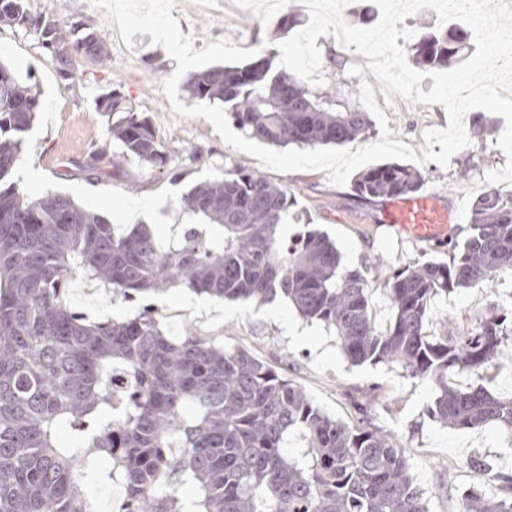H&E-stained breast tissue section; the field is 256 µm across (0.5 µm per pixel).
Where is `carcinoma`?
Segmentation results:
<instances>
[{
  "label": "carcinoma",
  "mask_w": 512,
  "mask_h": 512,
  "mask_svg": "<svg viewBox=\"0 0 512 512\" xmlns=\"http://www.w3.org/2000/svg\"><path fill=\"white\" fill-rule=\"evenodd\" d=\"M2 25L34 36L66 87L78 60L107 57L85 24L63 28L28 0H0ZM468 40L460 26L428 32L411 45L412 61L429 71L453 67ZM184 90L222 103L240 129L272 145H343L372 133L354 86L336 77L311 87L273 72L266 56L191 72ZM39 96L0 62V512H101L100 489L113 483L123 496L111 512H428L392 434L327 414L245 349L191 333L170 339L150 308L87 321L63 299L75 275L124 300L177 283L228 302L279 296L332 329L350 362L397 364L432 382L434 420L460 429L496 423L512 443V398L448 385L451 373L481 378L498 358L502 321L481 316L464 336L426 331L435 296L512 270L511 190L492 187L474 201L470 233L449 262L408 264L372 281L381 261L348 267L322 232L287 245L280 226L296 199L239 167L182 192L188 223L163 244L146 224L119 232L65 193L33 198L13 180ZM95 109L122 155L166 164L149 117L125 95L109 91ZM74 167L97 179L109 174L112 152L95 148ZM424 183L410 165L382 163L355 176L352 192L374 204L417 194ZM373 282L393 310L384 332L372 318ZM292 435L304 445L297 455ZM185 485L196 493L188 504L179 495ZM462 512H512V495L470 490Z\"/></svg>",
  "instance_id": "1"
}]
</instances>
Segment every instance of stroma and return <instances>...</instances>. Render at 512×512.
I'll return each mask as SVG.
<instances>
[{
  "instance_id": "1",
  "label": "stroma",
  "mask_w": 512,
  "mask_h": 512,
  "mask_svg": "<svg viewBox=\"0 0 512 512\" xmlns=\"http://www.w3.org/2000/svg\"><path fill=\"white\" fill-rule=\"evenodd\" d=\"M42 9L64 26L85 23L106 43L109 55L99 64L79 63L66 88L36 40L7 27L0 29V61L20 76H33L40 91V110L15 172L17 183L31 197L49 190L62 192L106 217L117 229L141 222L164 241L184 222L177 201L188 183L223 177L225 168L236 165L264 171L257 158L229 146L204 118L173 112L162 84L177 63L152 44L150 35L137 34L132 43H124L111 20L90 0H44ZM290 13L299 25L309 21L303 0H174L172 11L195 50L228 39L262 56L272 50L268 33ZM363 77L373 87L377 105L384 108L393 140L419 152L425 146V131L447 128L446 113L397 95L385 99L378 79L368 71ZM113 89L150 116L165 148L164 167L118 158L110 175L96 180L67 169V162L108 140L107 123L96 112L95 99ZM497 142L494 136L472 139L445 168L433 162L422 164L424 193L435 195L448 208L451 233L447 239L421 242L398 233L380 223V205L359 204L349 186L334 185L327 172L316 170L268 173L287 188L302 211L300 221L284 225L283 235L291 241L310 228L325 232L349 265L366 256L380 257L388 270L411 262L447 261L451 244L463 242L470 233L472 203L488 188L485 173L507 162ZM65 300L93 321L130 318L140 306L136 300L113 298L109 289L78 276L70 279ZM150 301L165 334L178 336L188 329L215 345L247 349L300 385L329 415L349 423L367 419L394 433L429 512H461L463 493L487 485L491 474L471 468L473 457L485 458L495 473L512 475V444L496 426L454 429L441 425L427 414L436 396L431 382L409 377L394 365L351 364L332 332L301 319L282 298L258 306L229 303L180 284L151 296ZM504 313L512 317L510 271L480 287L437 296L427 332L433 337L448 332L462 336L479 316Z\"/></svg>"
}]
</instances>
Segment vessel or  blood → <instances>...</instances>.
Wrapping results in <instances>:
<instances>
[{"mask_svg": "<svg viewBox=\"0 0 512 512\" xmlns=\"http://www.w3.org/2000/svg\"><path fill=\"white\" fill-rule=\"evenodd\" d=\"M382 223L412 238L432 242L448 234V210L435 197L410 195L387 202L382 210Z\"/></svg>", "mask_w": 512, "mask_h": 512, "instance_id": "obj_1", "label": "vessel or blood"}]
</instances>
